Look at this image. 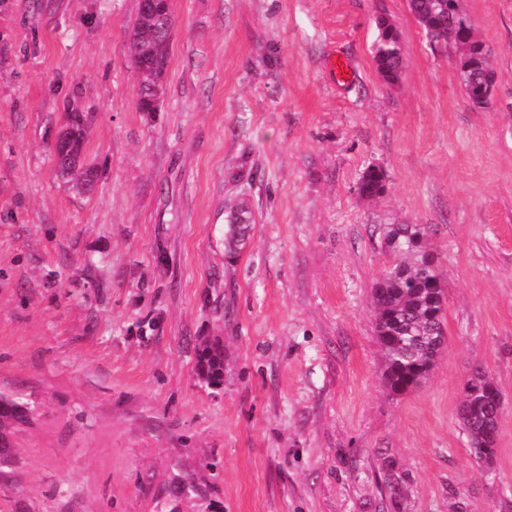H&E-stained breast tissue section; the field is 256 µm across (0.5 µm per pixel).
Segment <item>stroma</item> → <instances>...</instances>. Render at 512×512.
I'll list each match as a JSON object with an SVG mask.
<instances>
[{
    "label": "stroma",
    "mask_w": 512,
    "mask_h": 512,
    "mask_svg": "<svg viewBox=\"0 0 512 512\" xmlns=\"http://www.w3.org/2000/svg\"><path fill=\"white\" fill-rule=\"evenodd\" d=\"M157 109L140 107L139 0H0V393L32 410L5 495L21 512H512V0H460L496 75L462 90L407 0H169ZM400 35L397 82L376 20ZM347 60L338 83L331 57ZM86 116L92 192L58 173ZM385 191L362 197L368 168ZM252 230L229 253L230 213ZM422 224L446 283L430 376L385 387L372 290ZM224 381L195 373L204 344ZM482 364L491 466L458 419ZM193 491H182L183 480ZM394 33L396 30L389 24ZM388 23L380 18L377 22L378 28V45L374 60L378 71L390 81L397 80L399 70L401 68V51L397 38L390 30ZM476 74L479 84L473 85L471 79L462 83L464 86L465 94L475 107H484L489 104L491 100V86L494 85L495 76L494 72H489L483 67H476L473 69L471 75ZM480 88H484V92H480ZM382 471L381 480L385 488V508L387 512H400L407 495V483L403 473L396 470L394 460L388 459Z\"/></svg>",
    "instance_id": "stroma-1"
}]
</instances>
